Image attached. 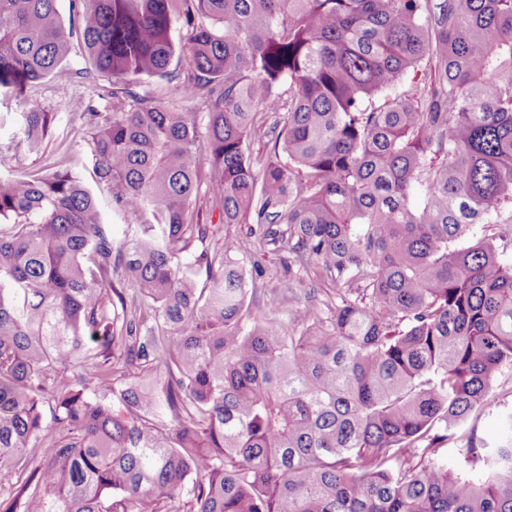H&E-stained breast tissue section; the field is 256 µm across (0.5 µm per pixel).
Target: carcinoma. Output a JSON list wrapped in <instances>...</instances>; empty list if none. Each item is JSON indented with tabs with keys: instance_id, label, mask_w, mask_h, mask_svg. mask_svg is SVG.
Here are the masks:
<instances>
[{
	"instance_id": "1",
	"label": "carcinoma",
	"mask_w": 512,
	"mask_h": 512,
	"mask_svg": "<svg viewBox=\"0 0 512 512\" xmlns=\"http://www.w3.org/2000/svg\"><path fill=\"white\" fill-rule=\"evenodd\" d=\"M75 35L112 111L71 121L128 225L65 154L0 172V512H512V416L464 429L512 365V0H0V91ZM19 118L32 149L56 114ZM202 185L253 225L218 265L183 256ZM267 250L335 302L252 310Z\"/></svg>"
}]
</instances>
